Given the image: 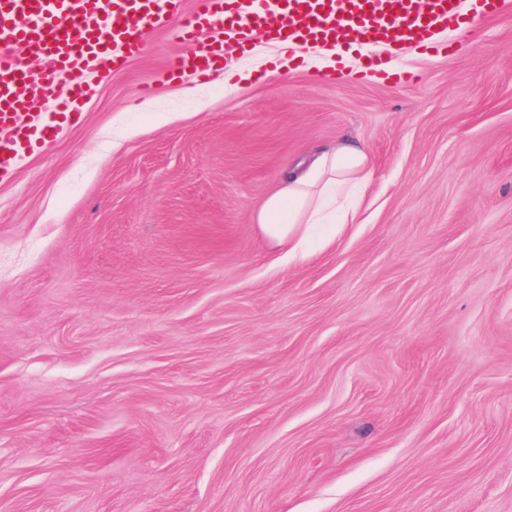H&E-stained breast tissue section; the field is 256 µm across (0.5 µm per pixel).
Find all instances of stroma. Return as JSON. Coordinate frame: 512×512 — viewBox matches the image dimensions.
<instances>
[{"label":"stroma","instance_id":"obj_1","mask_svg":"<svg viewBox=\"0 0 512 512\" xmlns=\"http://www.w3.org/2000/svg\"><path fill=\"white\" fill-rule=\"evenodd\" d=\"M144 38L0 179V512H512V0L398 84L142 95ZM342 136L358 220L286 261L256 208Z\"/></svg>","mask_w":512,"mask_h":512}]
</instances>
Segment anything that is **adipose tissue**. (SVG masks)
<instances>
[{
  "label": "adipose tissue",
  "instance_id": "obj_1",
  "mask_svg": "<svg viewBox=\"0 0 512 512\" xmlns=\"http://www.w3.org/2000/svg\"><path fill=\"white\" fill-rule=\"evenodd\" d=\"M371 177L369 156L356 140L343 138L303 169H290L282 183L258 205L260 234L288 258L304 255L315 231L327 224L352 223Z\"/></svg>",
  "mask_w": 512,
  "mask_h": 512
}]
</instances>
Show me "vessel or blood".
<instances>
[{"instance_id": "1", "label": "vessel or blood", "mask_w": 512, "mask_h": 512, "mask_svg": "<svg viewBox=\"0 0 512 512\" xmlns=\"http://www.w3.org/2000/svg\"><path fill=\"white\" fill-rule=\"evenodd\" d=\"M0 0V178L21 157L47 149L59 129L79 123L94 88L88 72L106 73L143 54L147 29H167L184 49L161 77L210 81L224 70V49L251 50L255 37L282 52L316 43L336 56L358 52L371 75L388 77L391 56L442 51L448 24L469 28L496 14L500 0ZM43 59L34 70L25 58ZM70 78L68 98L56 94ZM52 110L32 114L34 101Z\"/></svg>"}]
</instances>
